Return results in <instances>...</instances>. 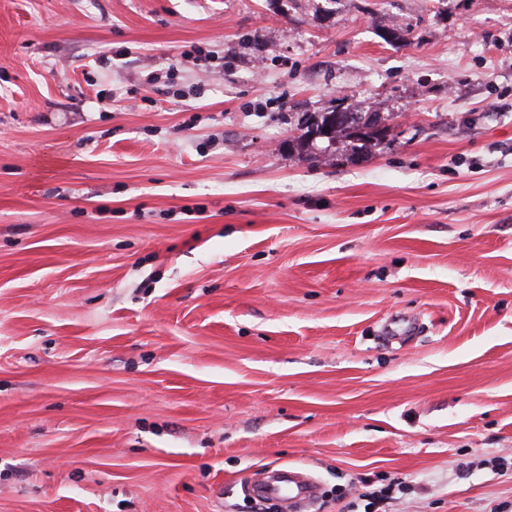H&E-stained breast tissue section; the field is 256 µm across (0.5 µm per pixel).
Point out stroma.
<instances>
[{"instance_id": "stroma-1", "label": "stroma", "mask_w": 512, "mask_h": 512, "mask_svg": "<svg viewBox=\"0 0 512 512\" xmlns=\"http://www.w3.org/2000/svg\"><path fill=\"white\" fill-rule=\"evenodd\" d=\"M344 95L392 135L310 165ZM282 468L512 512V0H0V512Z\"/></svg>"}]
</instances>
